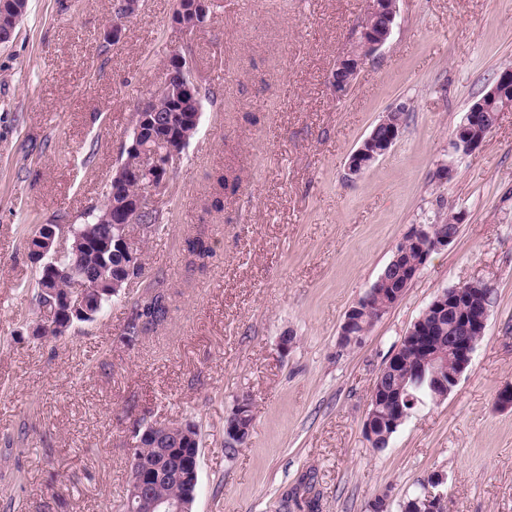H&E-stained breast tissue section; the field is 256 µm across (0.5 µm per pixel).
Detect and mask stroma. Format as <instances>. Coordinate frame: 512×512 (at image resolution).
I'll list each match as a JSON object with an SVG mask.
<instances>
[{"label":"stroma","mask_w":512,"mask_h":512,"mask_svg":"<svg viewBox=\"0 0 512 512\" xmlns=\"http://www.w3.org/2000/svg\"><path fill=\"white\" fill-rule=\"evenodd\" d=\"M116 4L29 0L0 43V512H118L132 430L154 421L199 431L192 512H307L283 498L304 475L318 512H371L381 497L400 512L437 474L446 512H512V410L496 404L512 384V108L475 154L448 157L470 104L512 65V0H398L388 42L341 98L329 76L369 0H224L190 34L171 21L176 0H140L117 41ZM175 51L210 94L160 204L165 229L144 243V278L96 322L38 336L23 236L102 205ZM399 106L396 143L350 177L349 155ZM448 160L455 177L438 183ZM451 214L454 242L362 345L341 347L348 309L411 225ZM199 235L202 265L186 250ZM477 281L489 317L457 387L372 451L378 372L440 290ZM147 284L168 315L129 346L120 333ZM243 396L254 426L231 451L225 419Z\"/></svg>","instance_id":"35a3bbf8"}]
</instances>
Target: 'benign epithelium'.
Returning a JSON list of instances; mask_svg holds the SVG:
<instances>
[{
  "label": "benign epithelium",
  "instance_id": "1",
  "mask_svg": "<svg viewBox=\"0 0 512 512\" xmlns=\"http://www.w3.org/2000/svg\"><path fill=\"white\" fill-rule=\"evenodd\" d=\"M210 0H177L176 9L172 15V23L184 33H190L202 27L209 17ZM397 0H371L367 17L362 22L359 36L352 49L342 55L333 68L329 80L336 96L346 95L351 84L365 62L378 53L389 40L397 18ZM201 85L193 76L192 60L182 53L173 52L167 61V67L161 80L149 89L147 98L137 112L138 123L134 124L131 143L127 151L139 156L137 165L118 172L119 187L134 183L139 187L135 194H130L120 203L112 215L117 237L110 243L101 244L108 249L114 245L127 258L124 272L112 276V294L120 296L132 284L141 279L144 270L141 269V244L143 237L128 229L136 226V231L148 234L154 230L151 224H141L138 217L158 208L164 196L171 175L179 168L185 149L189 143L186 126H197L200 118ZM165 99L173 108L172 114L165 120L159 119L154 106L158 100ZM490 102L498 103V111L512 108V68H505L497 73L496 80L485 97L472 104L462 123L458 126L450 140L451 154L472 155L478 151L484 142V137L473 134L472 129L483 124L487 117L486 106ZM161 127L166 131L162 136V148L154 149L147 145L142 138L147 127ZM402 130V124L384 115L375 125L362 144L349 156L347 169L350 174L359 176L369 169L378 158L384 155L397 141ZM456 235L441 231L432 224H414L407 232L403 241L398 245L388 268L403 267L406 272L405 282L414 280L425 266L430 255L442 248L448 247ZM65 248L63 236L51 232L45 239V246L35 248L32 260L51 267L50 260L60 254ZM95 288V284L81 281L63 301L65 310L58 313V307L46 311L45 319L64 318V315L85 310V297ZM487 289L475 285L471 288H449L439 291L429 303V309L441 317L456 309L461 302H466L462 308L464 320L467 322L468 335L448 337V353L440 350V343L434 342V336L428 333L423 318H418L390 356L385 366L379 372L372 388L369 409L363 423V433L366 439L375 441L377 431L382 425L391 428L403 423L409 414L411 395L405 388H390L384 383V375H396L404 363L407 353L421 351L424 359L413 366L411 372L417 376V384L429 380L430 386H440L449 394L457 386L460 376L469 366L475 346L483 336L489 307H481L474 303V297ZM404 287H390V280L381 275L370 287L368 292L351 307L341 326L339 345L342 347L359 345L364 337L357 332V325L364 314L373 311L382 316L400 299ZM253 407L250 399L239 400L226 419V442L240 447L251 436L253 429ZM162 426H136L133 430L135 444L151 438H160ZM198 470V457L187 453L180 458L177 477L185 480L194 477ZM152 475L136 470L135 482L140 486L143 495L139 506L147 512H189V510L164 500H154L148 493ZM442 484V478L433 476L424 484L422 493L411 499L413 512H445L444 494L437 490Z\"/></svg>",
  "mask_w": 512,
  "mask_h": 512
}]
</instances>
